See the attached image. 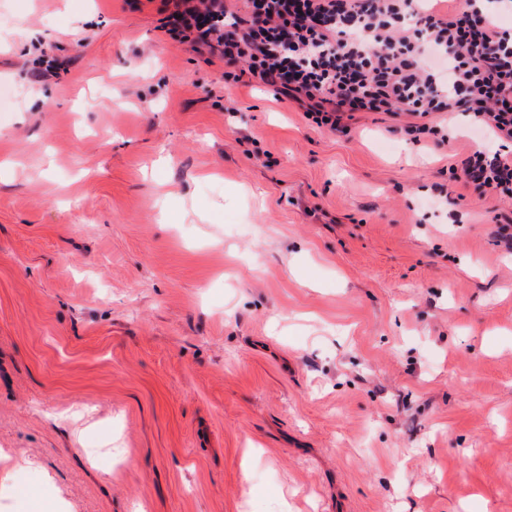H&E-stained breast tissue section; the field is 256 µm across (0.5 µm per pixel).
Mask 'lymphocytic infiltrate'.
I'll return each instance as SVG.
<instances>
[{
  "mask_svg": "<svg viewBox=\"0 0 512 512\" xmlns=\"http://www.w3.org/2000/svg\"><path fill=\"white\" fill-rule=\"evenodd\" d=\"M162 0L176 42L220 51L241 74L294 101L316 127L347 132L360 112L406 115L412 140L445 142L433 115L459 113L493 148L461 161L464 183L512 201V27L485 0Z\"/></svg>",
  "mask_w": 512,
  "mask_h": 512,
  "instance_id": "1",
  "label": "lymphocytic infiltrate"
}]
</instances>
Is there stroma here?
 <instances>
[{
	"label": "stroma",
	"mask_w": 512,
	"mask_h": 512,
	"mask_svg": "<svg viewBox=\"0 0 512 512\" xmlns=\"http://www.w3.org/2000/svg\"><path fill=\"white\" fill-rule=\"evenodd\" d=\"M162 19L0 0V512L45 473L66 512H512V254L448 174L483 134L313 127Z\"/></svg>",
	"instance_id": "1"
}]
</instances>
